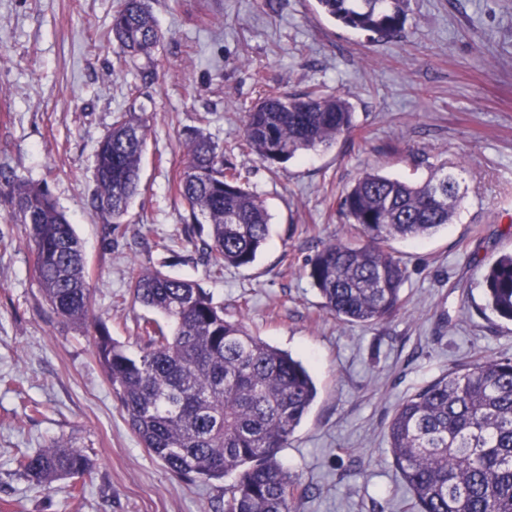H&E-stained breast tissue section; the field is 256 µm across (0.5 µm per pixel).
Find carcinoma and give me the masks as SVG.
<instances>
[{"label": "carcinoma", "mask_w": 512, "mask_h": 512, "mask_svg": "<svg viewBox=\"0 0 512 512\" xmlns=\"http://www.w3.org/2000/svg\"><path fill=\"white\" fill-rule=\"evenodd\" d=\"M408 2L317 0L344 26L387 39L403 31ZM111 31L130 58L152 59L164 38L145 0H119ZM355 130L353 107L341 96L265 93L245 115L243 142L271 166L330 147ZM147 135V119L129 112L95 152L90 205L114 224L139 194ZM173 189L189 210V243L198 216L210 224L202 250L216 270L254 262L269 237L268 210L200 132L189 138ZM461 199L457 178L442 169L421 184L361 175L337 206L364 243L337 241L308 261L323 309L352 324L394 317L408 270L389 242L437 233L452 223ZM0 205L24 226L41 290L57 317L78 331L94 328L96 359L144 447L192 483L237 473L224 512H294L308 487L278 455L316 396L303 364L226 319L224 306L194 282L137 263L129 271L133 298L167 326L156 320L138 326L140 351L131 356L95 315L82 245L47 189L0 167ZM483 287L487 307L512 321V252L487 270ZM388 443L416 512H512V358L475 360L420 388L395 409ZM16 465L44 491L93 469L68 440L23 454Z\"/></svg>", "instance_id": "obj_1"}]
</instances>
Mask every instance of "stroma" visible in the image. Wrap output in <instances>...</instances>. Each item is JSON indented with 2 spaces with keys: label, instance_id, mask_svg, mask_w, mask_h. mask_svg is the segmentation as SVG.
Segmentation results:
<instances>
[{
  "label": "stroma",
  "instance_id": "stroma-1",
  "mask_svg": "<svg viewBox=\"0 0 512 512\" xmlns=\"http://www.w3.org/2000/svg\"><path fill=\"white\" fill-rule=\"evenodd\" d=\"M400 37L368 39L316 0H149L165 40L120 63L107 36L118 0H0V166L49 189L80 239L93 305L139 352L132 263L195 282L249 333L309 368L317 397L279 458L308 485L296 512H409L387 439L395 408L473 360L512 358V322L484 309L483 275L512 252V0H410ZM151 69L141 79L143 69ZM268 90L344 96L356 132L269 171L241 146ZM149 116L141 192L118 228L90 210L99 141L123 112ZM224 149L270 216L254 263L215 271L185 239L172 190L190 134ZM458 175L464 198L433 236L396 240L408 269L390 320L349 324L322 310L306 263L357 233L337 201L364 172L417 183ZM95 468L82 495L20 476L15 458L56 440ZM233 476L177 478L143 447L90 334L46 304L22 225L0 208V512H220Z\"/></svg>",
  "mask_w": 512,
  "mask_h": 512
}]
</instances>
